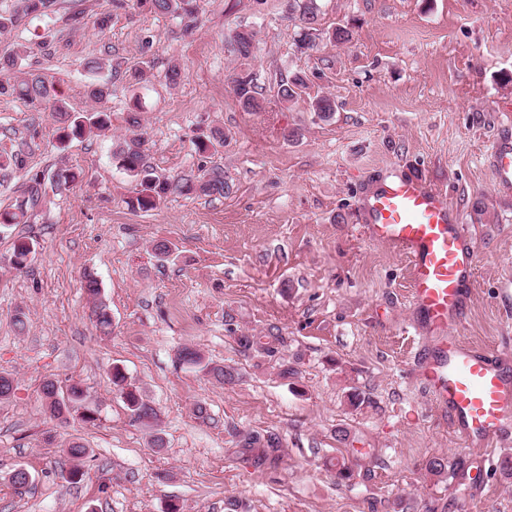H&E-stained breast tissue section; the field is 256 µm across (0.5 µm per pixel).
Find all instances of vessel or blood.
<instances>
[{
  "instance_id": "1",
  "label": "vessel or blood",
  "mask_w": 512,
  "mask_h": 512,
  "mask_svg": "<svg viewBox=\"0 0 512 512\" xmlns=\"http://www.w3.org/2000/svg\"><path fill=\"white\" fill-rule=\"evenodd\" d=\"M490 158L499 184H512V144L501 141ZM362 211L369 238L409 260L412 301L435 333L433 346L419 355L435 403L462 445L497 436L512 419V375L491 350L469 346L459 335L462 289L477 256L465 225L441 193L415 176L377 184Z\"/></svg>"
}]
</instances>
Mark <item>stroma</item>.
Listing matches in <instances>:
<instances>
[{"mask_svg": "<svg viewBox=\"0 0 512 512\" xmlns=\"http://www.w3.org/2000/svg\"><path fill=\"white\" fill-rule=\"evenodd\" d=\"M318 4L323 35L304 54L283 0H200L191 35L137 9L115 11L101 31L103 0H55L0 36V46L30 47L29 63L79 112L94 106L87 60L124 69L154 60L138 85L113 79L108 139L60 147L50 112L0 96V155H26L25 168L0 169V211L24 200L32 178L41 182L27 223L0 230V373L15 384L0 401V512H166L173 502L225 512L230 500L239 512H512V475L502 469L512 425L496 443L461 446L420 378L409 260L368 238L360 210L373 184L397 174L446 195L479 255L460 334L512 372V191L497 187L488 159L512 108V0ZM346 23L351 42H330L328 31ZM241 28L258 44L246 62L231 44ZM172 63L182 69L174 88ZM243 68L257 77L261 111L234 96ZM299 70L311 93L335 99L333 120L317 119L306 100L279 102L281 77ZM135 95L155 169L218 167L232 194L127 207L133 186L111 153ZM211 127L223 129V147L197 153L193 137ZM293 128L298 139L286 140ZM62 169L78 180L57 183ZM20 237L35 250L18 271L9 255ZM158 241L171 245L169 258L155 255ZM88 271L111 334L95 326ZM243 336L268 337L270 348L245 349ZM186 345L233 368L235 381L182 365ZM116 365L154 406L156 431L132 422L112 385ZM47 379L81 382L97 423L50 419L40 398ZM356 391L364 402L351 403ZM251 432L278 436L277 465L245 447ZM74 442L86 456L68 455ZM435 456L448 461L443 475L426 468ZM340 460L350 479L337 478ZM74 466L83 477L71 484L62 474ZM18 467L32 475L22 489L9 481Z\"/></svg>", "mask_w": 512, "mask_h": 512, "instance_id": "35a3bbf8", "label": "stroma"}]
</instances>
